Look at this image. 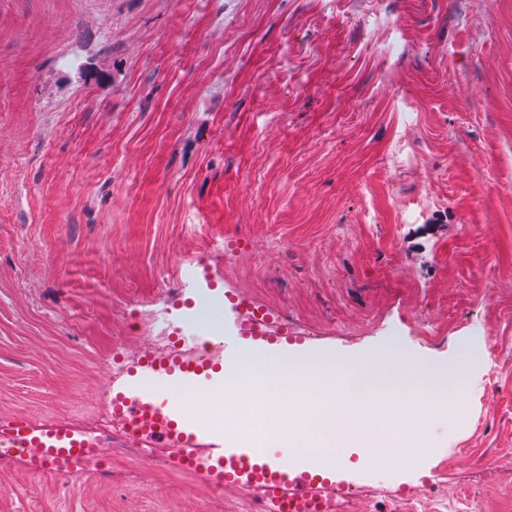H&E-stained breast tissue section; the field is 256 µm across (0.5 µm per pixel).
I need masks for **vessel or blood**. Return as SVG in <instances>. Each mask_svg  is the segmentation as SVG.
Instances as JSON below:
<instances>
[{"instance_id": "b4317fda", "label": "vessel or blood", "mask_w": 512, "mask_h": 512, "mask_svg": "<svg viewBox=\"0 0 512 512\" xmlns=\"http://www.w3.org/2000/svg\"><path fill=\"white\" fill-rule=\"evenodd\" d=\"M271 341V321L266 311L245 297H229L224 307V336L219 344L225 363L237 357L244 337ZM142 382L126 388L123 397L133 406L150 405L171 424L183 420L184 404L174 397L179 388L196 387L201 377L199 368L188 362L177 366H142ZM184 421V420H183ZM187 423V422H186ZM14 430L32 448L43 451V460L50 467L82 453L86 438L55 422L17 420ZM182 448L176 457L178 467L198 471L200 462H207L210 481L250 483L273 501L276 512H322L326 485L311 473L310 461L294 453L273 454L258 444L237 445L228 435L208 422L195 420L181 431ZM390 473L363 463L358 469L340 471L335 485L351 489L368 482L385 483Z\"/></svg>"}]
</instances>
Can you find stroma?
I'll use <instances>...</instances> for the list:
<instances>
[{
    "label": "stroma",
    "mask_w": 512,
    "mask_h": 512,
    "mask_svg": "<svg viewBox=\"0 0 512 512\" xmlns=\"http://www.w3.org/2000/svg\"><path fill=\"white\" fill-rule=\"evenodd\" d=\"M188 273L303 337L281 368L456 367L389 486L512 512V0H0V430L100 427ZM111 436L96 472L0 464V512H231Z\"/></svg>",
    "instance_id": "35a3bbf8"
}]
</instances>
